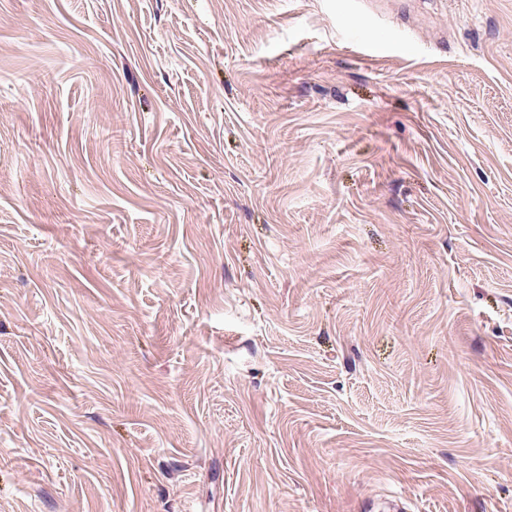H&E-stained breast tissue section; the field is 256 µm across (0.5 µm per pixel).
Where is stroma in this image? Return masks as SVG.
Listing matches in <instances>:
<instances>
[{"label": "stroma", "instance_id": "obj_1", "mask_svg": "<svg viewBox=\"0 0 512 512\" xmlns=\"http://www.w3.org/2000/svg\"><path fill=\"white\" fill-rule=\"evenodd\" d=\"M512 512V0H0V512Z\"/></svg>", "mask_w": 512, "mask_h": 512}]
</instances>
